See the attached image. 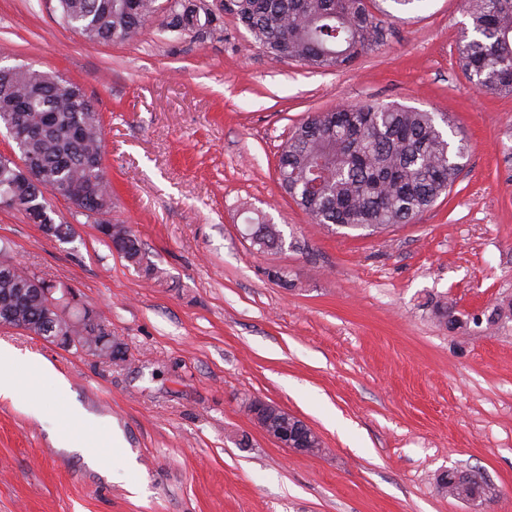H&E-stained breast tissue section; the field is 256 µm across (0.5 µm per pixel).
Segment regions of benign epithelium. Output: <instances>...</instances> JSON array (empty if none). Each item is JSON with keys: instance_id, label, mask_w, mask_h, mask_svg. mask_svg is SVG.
Returning <instances> with one entry per match:
<instances>
[{"instance_id": "obj_1", "label": "benign epithelium", "mask_w": 512, "mask_h": 512, "mask_svg": "<svg viewBox=\"0 0 512 512\" xmlns=\"http://www.w3.org/2000/svg\"><path fill=\"white\" fill-rule=\"evenodd\" d=\"M37 292L47 298V326L66 324L70 327L71 334L65 337L67 347L75 346L85 355L90 349L102 347L104 351L98 358L112 362L124 359V354L112 351V336L97 335L98 311L84 304L74 289L39 288ZM252 416L262 432L281 447L298 454L318 452L320 437L306 422L283 408L261 400Z\"/></svg>"}]
</instances>
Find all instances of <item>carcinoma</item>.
<instances>
[{
    "label": "carcinoma",
    "mask_w": 512,
    "mask_h": 512,
    "mask_svg": "<svg viewBox=\"0 0 512 512\" xmlns=\"http://www.w3.org/2000/svg\"><path fill=\"white\" fill-rule=\"evenodd\" d=\"M63 23L90 43L133 40L149 24L196 39L220 30L233 16L254 43L277 59L319 70L349 65L386 39L382 20L371 10L375 0H58ZM470 27L458 42L469 77L481 91L512 94V0H467ZM22 112H17V109ZM21 114L28 133L17 145L19 161L0 154V195L16 200V211L31 224H52L57 213L45 196L51 189L71 200L82 193L76 212L98 216L97 229L114 250L145 275L135 234L102 218L112 200L103 166V127L99 111L84 90L55 72L18 67L0 76V124ZM449 116L399 105L364 103L320 112L300 123L282 145L278 175L283 189L314 224L383 233L411 224L453 186L465 154L454 141ZM36 172L38 183L23 176L18 162ZM251 245L278 248L283 235L259 216L249 225ZM38 277L23 268L0 269V297L11 298L17 321L41 329L46 298L29 293ZM433 317L450 330L468 322L451 301L431 303ZM442 493L485 501L491 486L477 474L459 472L436 478Z\"/></svg>",
    "instance_id": "cac0c4a2"
}]
</instances>
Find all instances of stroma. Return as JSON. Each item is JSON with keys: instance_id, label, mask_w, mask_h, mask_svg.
<instances>
[{"instance_id": "1", "label": "stroma", "mask_w": 512, "mask_h": 512, "mask_svg": "<svg viewBox=\"0 0 512 512\" xmlns=\"http://www.w3.org/2000/svg\"><path fill=\"white\" fill-rule=\"evenodd\" d=\"M386 24L384 44L319 72L274 59L229 15L204 40L153 24L92 44L58 0H0V66L83 87L103 119L109 218L156 269L61 197L64 240L0 210V260L74 288L126 350L114 364L0 328V345L53 370L18 383L42 392L40 414L0 398V512H512V318L462 334L427 306L512 301V96L465 73L464 0ZM366 102L451 115L467 145L448 195L373 236L311 223L276 169L294 125ZM259 212L283 234L265 253L248 238ZM254 398L304 420L323 452L280 447ZM71 409L121 437L108 469L61 440ZM453 468L480 472L492 499L439 493Z\"/></svg>"}]
</instances>
